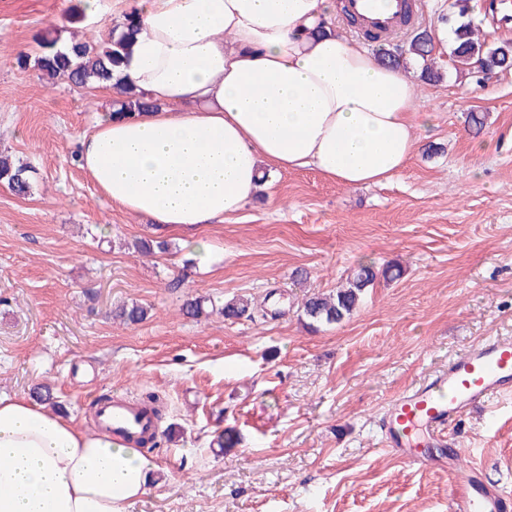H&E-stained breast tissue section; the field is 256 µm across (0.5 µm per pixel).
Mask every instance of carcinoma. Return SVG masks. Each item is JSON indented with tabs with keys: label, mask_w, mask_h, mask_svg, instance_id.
Returning a JSON list of instances; mask_svg holds the SVG:
<instances>
[{
	"label": "carcinoma",
	"mask_w": 512,
	"mask_h": 512,
	"mask_svg": "<svg viewBox=\"0 0 512 512\" xmlns=\"http://www.w3.org/2000/svg\"><path fill=\"white\" fill-rule=\"evenodd\" d=\"M451 8L455 9L457 21L445 19L452 23L453 34L449 57L456 69L464 72L475 83L484 82L487 76L498 71L512 68V42H488L479 37L478 30L466 21L470 6L469 0H453ZM140 17L133 10L124 16L121 23L122 31L103 44L72 41L65 50L59 47V39L45 37L38 42L39 51L35 57L27 52L17 55L19 68L30 66L37 69L41 76L51 80L58 77L66 78L78 87H110L117 90L120 99L115 101L113 112L133 113L150 107V102L141 93H137L121 85L120 78L115 76L120 65L122 54L129 41L138 31ZM364 37L377 44L378 58L388 64L401 66L409 58L423 61L421 78L425 82L436 81L441 72L430 63L434 44L433 34L427 29L410 33L399 43H391L389 36L366 31ZM0 182L18 197L30 195L31 182L29 167L17 164L12 157L0 153ZM377 279L374 267L362 265L354 271L346 284L329 296L313 295L303 306V314L310 323H340L350 317L359 307L365 291ZM224 318L241 319L252 317L251 303L244 299H234L224 303ZM116 316L127 324H139L147 319L148 309L137 303L118 309Z\"/></svg>",
	"instance_id": "obj_1"
}]
</instances>
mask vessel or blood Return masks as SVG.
<instances>
[{"label":"vessel or blood","mask_w":512,"mask_h":512,"mask_svg":"<svg viewBox=\"0 0 512 512\" xmlns=\"http://www.w3.org/2000/svg\"><path fill=\"white\" fill-rule=\"evenodd\" d=\"M346 2L365 27L377 31L394 29L405 9V0H391L384 13L374 9L373 0ZM511 393L512 337H487L392 400L382 420L385 445L414 466L447 471L449 512H512V496L486 484L479 466H461L462 449L447 441V429L458 418ZM96 419L100 428L129 445L155 432L151 415L123 393L100 401Z\"/></svg>","instance_id":"vessel-or-blood-1"}]
</instances>
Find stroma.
Here are the masks:
<instances>
[{"mask_svg": "<svg viewBox=\"0 0 512 512\" xmlns=\"http://www.w3.org/2000/svg\"><path fill=\"white\" fill-rule=\"evenodd\" d=\"M75 4L0 0V152L35 169L28 197L0 183V395L48 386L89 431L99 399L157 395L165 416L143 454L170 476L129 512H448L447 472L394 456L378 422L463 349L512 336V70L478 87L437 57L442 80L418 85L417 151L386 184L281 171L222 223L162 228L111 205L71 159L108 115L103 89L16 64L48 30L106 41L139 0H100L96 27ZM471 111L487 116L481 133ZM140 239L160 247L140 254ZM362 263L402 274L377 278L342 323L308 325L306 296ZM192 298L213 312L183 315ZM234 298L270 314L224 320ZM132 302L145 321L113 318ZM453 433L512 495V396Z\"/></svg>", "mask_w": 512, "mask_h": 512, "instance_id": "stroma-1", "label": "stroma"}]
</instances>
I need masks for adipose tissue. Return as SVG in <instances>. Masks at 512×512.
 I'll use <instances>...</instances> for the list:
<instances>
[{
  "label": "adipose tissue",
  "instance_id": "1",
  "mask_svg": "<svg viewBox=\"0 0 512 512\" xmlns=\"http://www.w3.org/2000/svg\"><path fill=\"white\" fill-rule=\"evenodd\" d=\"M331 0H141L120 79L153 108L98 123L80 166L102 195L192 229L260 183L313 168L346 186L398 176L420 94L330 21ZM139 449L25 397H0V512H128L153 481Z\"/></svg>",
  "mask_w": 512,
  "mask_h": 512
}]
</instances>
